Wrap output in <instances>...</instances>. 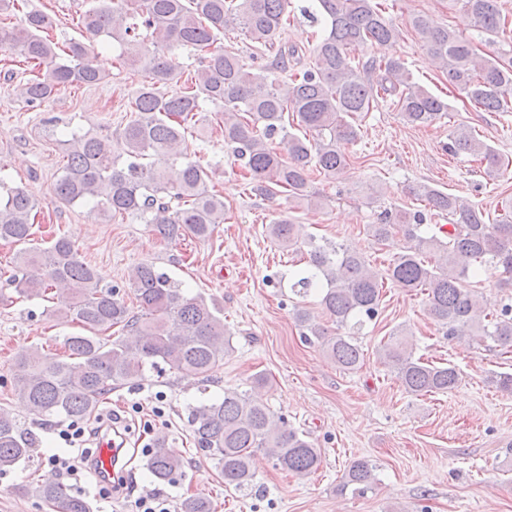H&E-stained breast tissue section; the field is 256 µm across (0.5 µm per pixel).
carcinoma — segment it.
<instances>
[{"label": "carcinoma", "mask_w": 512, "mask_h": 512, "mask_svg": "<svg viewBox=\"0 0 512 512\" xmlns=\"http://www.w3.org/2000/svg\"><path fill=\"white\" fill-rule=\"evenodd\" d=\"M315 2L325 32L315 46L313 67L287 81L271 79L267 69L254 73L239 54L219 46L195 70L186 91L169 96L159 91L175 79L166 54L174 48L204 51L230 27H239L247 39L273 55L270 69L288 70V60L298 51L277 45L276 37L288 20L290 0H93L82 14V31L112 43L119 57L141 65L150 81L130 102L134 118L116 135L120 153L112 151L107 136H72L63 173L54 185L55 197L103 217L126 214L164 239L189 234L208 240L224 223V198L209 190L206 169L187 153L186 130L203 111L202 103L220 108L224 142L243 162L251 193L270 196L281 188L292 209L322 206L318 193L310 190L311 171L335 178L347 169L345 146L359 136L350 119L370 111L377 99L391 98L403 119L414 125L434 124L448 116V103L413 82L404 61L352 64L350 45L385 43L399 36L371 0ZM460 2L478 31L497 35L506 28L501 0ZM51 27L50 16L37 9L23 12L8 29L0 27V42L47 68L44 77L19 88L31 104L50 101L62 87L94 86L106 78L91 60V46L80 40L70 41L65 56H60L47 35ZM411 27L441 62L448 83L465 93L476 111L512 112L511 64L477 55L471 41L433 25L423 14L411 18ZM288 116L312 138L289 131ZM448 151L478 158L488 174L502 164L501 155L470 128L450 131ZM156 157L167 159L173 168L156 167ZM411 193L428 210L448 214L451 222L432 226L419 210H399L368 225L378 243L390 242L396 233L406 242L382 274L372 270L363 255L342 244H320L305 225L289 218L266 227L278 246L306 247L307 267L294 274L291 288L299 294L317 291L336 330L306 309L297 310L296 320L304 341L320 347L342 371H356L364 363L358 335L377 317L386 280L423 294L428 315L448 338L469 336L512 349V302L490 310L471 287L472 280L493 267L512 274V212L505 211L490 224L478 207L435 187L423 184ZM34 208L22 188L0 179V241L19 246L10 285L18 295L32 298L45 295L57 282L69 284L56 312L86 334L65 339L63 359L48 361L33 347L16 353L10 369L13 391L30 413L45 421L83 420L113 387L134 384L148 371L168 368L187 379L210 378L232 351L216 304L201 295H187L167 273L141 263L129 279L141 315H131L120 290L100 284L96 269L80 259L68 237H54L43 247L34 243ZM117 325L127 328L131 338L99 336ZM378 354L410 395L448 393L459 381L454 365L415 357L402 330L392 331ZM189 425L196 449L213 463L224 486L235 490L252 482L251 464L259 450L298 477L314 473L321 463V451L307 432L288 425L245 391L226 389L223 397L192 407ZM34 443L35 436L1 407L0 473L27 459ZM147 468L154 480L170 483L183 475L185 461L160 436ZM376 470L365 457L352 461L341 490L365 492L376 484ZM22 492L35 495L53 512H90L88 502L61 483L26 486ZM179 509L212 512V505L204 496L190 495Z\"/></svg>", "instance_id": "carcinoma-1"}]
</instances>
